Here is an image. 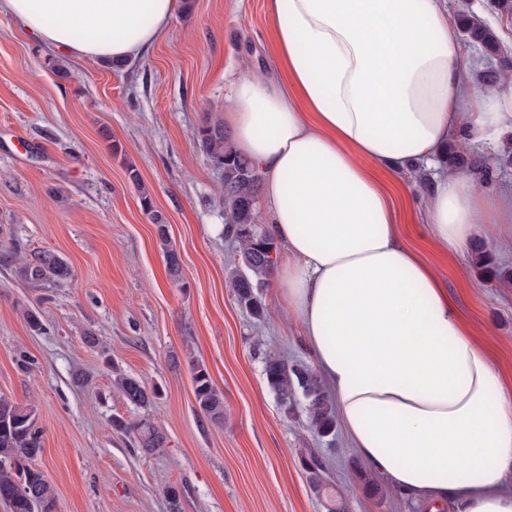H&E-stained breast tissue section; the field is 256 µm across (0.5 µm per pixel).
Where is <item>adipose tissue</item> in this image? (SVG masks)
I'll list each match as a JSON object with an SVG mask.
<instances>
[{"mask_svg":"<svg viewBox=\"0 0 512 512\" xmlns=\"http://www.w3.org/2000/svg\"><path fill=\"white\" fill-rule=\"evenodd\" d=\"M181 0H0L27 33L93 60L139 56ZM290 86L250 72L222 121L255 165L285 254L278 298L352 448L406 497L512 512V395L431 267L403 242L365 161L436 166L460 134L512 127V87L470 84L446 0H267ZM508 195L436 174L425 230L451 253L502 221Z\"/></svg>","mask_w":512,"mask_h":512,"instance_id":"adipose-tissue-1","label":"adipose tissue"}]
</instances>
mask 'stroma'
<instances>
[{"instance_id":"1","label":"stroma","mask_w":512,"mask_h":512,"mask_svg":"<svg viewBox=\"0 0 512 512\" xmlns=\"http://www.w3.org/2000/svg\"><path fill=\"white\" fill-rule=\"evenodd\" d=\"M497 0H448L496 33L489 54L467 37L456 53L475 86L487 71L512 74V20ZM69 70L60 78L54 64ZM274 65L266 0H194L121 70L72 56L25 36L0 14V396L33 405L43 434L35 462L54 485L57 512H421L390 485L364 492V463L344 431L318 440L304 414L285 418L266 385L262 357L278 350L313 366L298 323L268 286L264 320L236 303L227 271L238 246L224 235L223 176L193 133L224 110L235 77ZM457 171L479 191L512 188V129L494 141L452 144ZM135 166L141 177L127 174ZM393 200L405 241L431 265L471 339L512 390V251L489 226L470 249L451 255L424 236V189L412 169L369 164ZM167 219L181 256L172 280L142 192ZM490 256L475 261L476 249ZM53 252L70 266L61 281L26 284L19 257ZM38 311L32 333L22 315ZM202 363L224 395V420L196 410L192 365ZM121 370L158 388L141 408L112 385ZM146 421L162 448H138L113 419ZM319 449L326 492L315 493L300 463Z\"/></svg>"}]
</instances>
